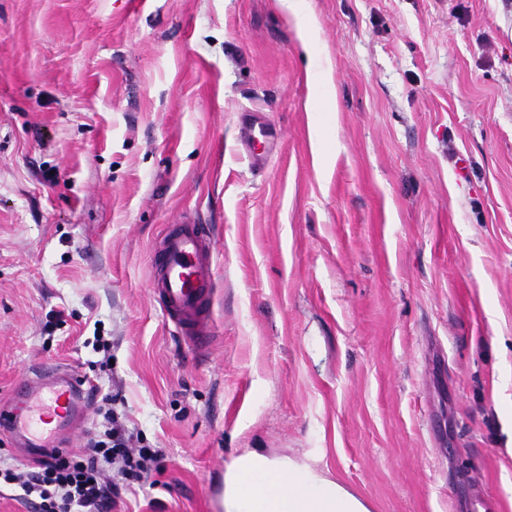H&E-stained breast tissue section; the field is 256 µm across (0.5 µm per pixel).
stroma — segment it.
<instances>
[{
  "instance_id": "stroma-1",
  "label": "stroma",
  "mask_w": 512,
  "mask_h": 512,
  "mask_svg": "<svg viewBox=\"0 0 512 512\" xmlns=\"http://www.w3.org/2000/svg\"><path fill=\"white\" fill-rule=\"evenodd\" d=\"M189 222L202 351L151 293ZM43 361L164 455L121 512H224L249 449L512 512V0H0V402ZM274 134L270 127L257 119L243 123L240 144L252 163L265 160V155L272 151Z\"/></svg>"
}]
</instances>
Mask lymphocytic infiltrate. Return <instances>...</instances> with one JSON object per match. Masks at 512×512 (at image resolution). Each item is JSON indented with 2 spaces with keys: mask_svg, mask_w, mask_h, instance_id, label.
<instances>
[{
  "mask_svg": "<svg viewBox=\"0 0 512 512\" xmlns=\"http://www.w3.org/2000/svg\"><path fill=\"white\" fill-rule=\"evenodd\" d=\"M94 433L73 457L47 454L27 473L0 468L33 512H114L122 495L159 469V450L141 445L114 408L96 411Z\"/></svg>",
  "mask_w": 512,
  "mask_h": 512,
  "instance_id": "obj_1",
  "label": "lymphocytic infiltrate"
}]
</instances>
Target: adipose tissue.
<instances>
[{
	"label": "adipose tissue",
	"mask_w": 512,
	"mask_h": 512,
	"mask_svg": "<svg viewBox=\"0 0 512 512\" xmlns=\"http://www.w3.org/2000/svg\"><path fill=\"white\" fill-rule=\"evenodd\" d=\"M224 512H372L343 484L295 460L258 450L239 455L224 473Z\"/></svg>",
	"instance_id": "obj_1"
}]
</instances>
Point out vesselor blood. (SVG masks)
Masks as SVG:
<instances>
[{
	"label": "vessel or blood",
	"instance_id": "1",
	"mask_svg": "<svg viewBox=\"0 0 512 512\" xmlns=\"http://www.w3.org/2000/svg\"><path fill=\"white\" fill-rule=\"evenodd\" d=\"M273 141V131L264 123L255 119L244 122L240 144L252 162L263 161ZM212 251V240L199 225L180 224L164 237L152 265L155 301L164 316L196 345L203 344L208 335ZM92 386L90 378L59 364L29 368L10 403L0 406V432L21 439L35 434L43 447L55 450V435L82 419Z\"/></svg>",
	"mask_w": 512,
	"mask_h": 512
}]
</instances>
